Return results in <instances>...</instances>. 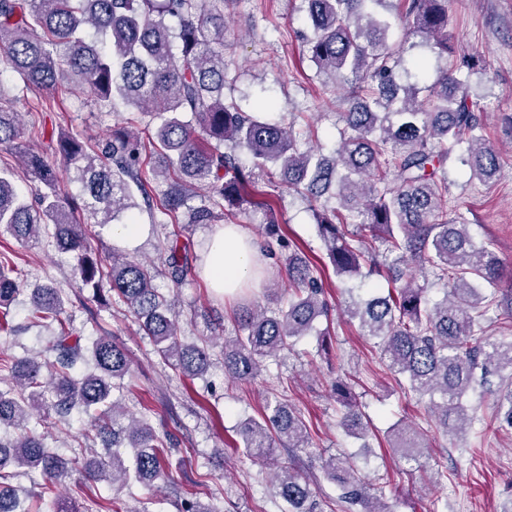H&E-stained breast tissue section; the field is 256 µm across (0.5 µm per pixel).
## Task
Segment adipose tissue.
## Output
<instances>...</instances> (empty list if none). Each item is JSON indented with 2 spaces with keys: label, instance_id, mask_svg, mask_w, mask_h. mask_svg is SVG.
I'll use <instances>...</instances> for the list:
<instances>
[{
  "label": "adipose tissue",
  "instance_id": "obj_1",
  "mask_svg": "<svg viewBox=\"0 0 512 512\" xmlns=\"http://www.w3.org/2000/svg\"><path fill=\"white\" fill-rule=\"evenodd\" d=\"M262 265L258 245L240 225L216 227L205 247L201 275L220 297L235 296L239 289L258 283Z\"/></svg>",
  "mask_w": 512,
  "mask_h": 512
}]
</instances>
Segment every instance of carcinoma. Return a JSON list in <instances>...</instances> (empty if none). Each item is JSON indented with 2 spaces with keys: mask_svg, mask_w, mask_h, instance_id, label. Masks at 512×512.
<instances>
[{
  "mask_svg": "<svg viewBox=\"0 0 512 512\" xmlns=\"http://www.w3.org/2000/svg\"><path fill=\"white\" fill-rule=\"evenodd\" d=\"M310 33L302 35V56L326 88L347 91L339 113L334 154L306 147L311 130L270 117L263 101L248 114L224 98V0H0V64L17 75L21 92L39 95L44 112L58 104L59 89L88 87L95 101L119 99L149 117L154 133L142 139L127 127L112 131L97 149L62 131L55 153L66 162L69 195L44 156L20 142L16 112L0 106V146L22 157L26 177L39 185L37 204L28 203L10 169H0V226L16 239L37 245L49 239L75 255V279L92 298L109 304L117 297L150 339L157 355L191 379L210 366L208 346L186 343L173 312L174 301L154 285L152 265L112 249L110 271L88 242L81 218L106 227L125 216L135 222L134 192L167 224H210L245 202L267 215V237L285 235L260 175L279 171L288 193L309 203L335 200L316 212L325 265L338 276L381 277L396 284L386 295H354L344 313L358 322V334L379 352L380 363L403 389L428 399L442 431L463 438L478 422L466 398L494 372L501 379L498 427L512 428V339L483 334L479 319L493 306L512 310V289L499 291L500 261L475 242L465 219L448 223V160L487 184L501 169L500 152L485 134L484 114L473 101V76L483 75L472 54L443 71L429 86L407 81L404 53L420 38L436 60L448 58V0H303ZM403 43L390 41L393 25ZM166 155L167 190L153 200L148 165L156 151ZM244 151L249 163L240 159ZM204 188L196 207L192 188ZM171 280L188 271L177 246L166 259ZM15 269L0 266V334L13 335L8 308L21 291ZM291 293L275 309L251 301L234 312L235 336L224 339V370L240 381L256 379L266 360L307 336L318 319L330 320V306L312 262L300 250L288 255ZM110 288H102L103 276ZM65 289L44 285L31 292L29 319L55 327L45 352L4 359L12 383L0 388V425L20 430L0 438V512H41L45 496L75 465L92 481H110L120 492L137 485L146 494L172 480L167 448L145 417L135 418L113 398L116 381L131 374L123 344L107 336L89 341L74 334L64 314ZM354 381L336 375L341 406L337 425L369 447L373 435L356 402ZM77 411L90 417L88 432L102 441L78 458L49 448L29 427L37 412L66 419ZM237 434L247 456L271 472L274 495L287 512H317L316 490L295 464L312 447L303 418L276 400L260 417H249ZM287 445L289 460L276 443ZM389 448L404 470L423 467L425 438L406 427L390 430ZM369 458L343 453L322 457L324 478L338 486L348 512H393L385 489L370 484ZM37 479L38 491H23L11 479ZM179 512H219L197 497Z\"/></svg>",
  "mask_w": 512,
  "mask_h": 512,
  "instance_id": "cac0c4a2",
  "label": "carcinoma"
}]
</instances>
